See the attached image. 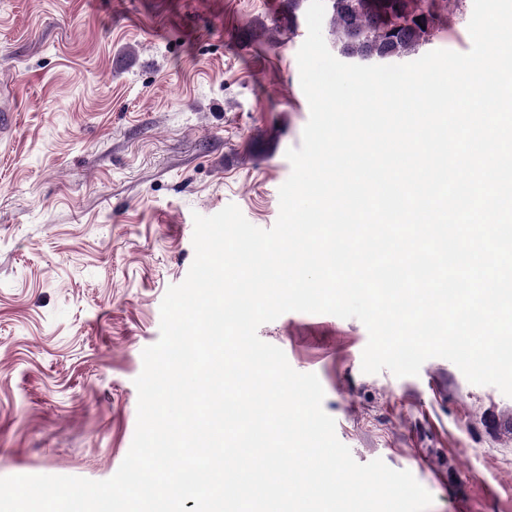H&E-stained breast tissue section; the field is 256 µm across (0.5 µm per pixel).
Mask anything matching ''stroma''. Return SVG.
Masks as SVG:
<instances>
[{
    "instance_id": "obj_1",
    "label": "stroma",
    "mask_w": 512,
    "mask_h": 512,
    "mask_svg": "<svg viewBox=\"0 0 512 512\" xmlns=\"http://www.w3.org/2000/svg\"><path fill=\"white\" fill-rule=\"evenodd\" d=\"M283 0H0V477H112L137 422L142 351L193 262L194 214L271 228L309 104L305 17ZM407 54L468 52L473 0H435ZM259 337L316 374L361 464L410 471L427 512H512V397L450 361L367 374L355 318L288 312Z\"/></svg>"
}]
</instances>
